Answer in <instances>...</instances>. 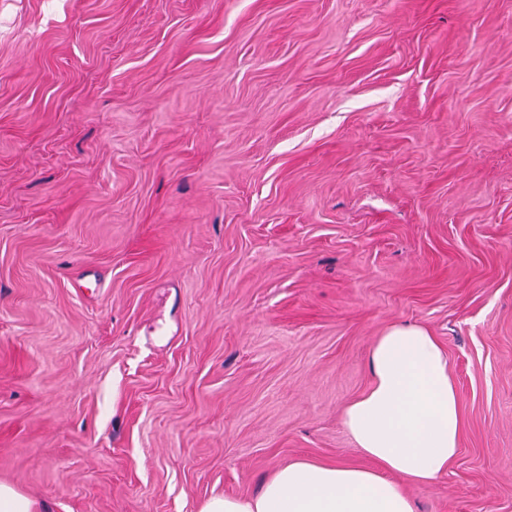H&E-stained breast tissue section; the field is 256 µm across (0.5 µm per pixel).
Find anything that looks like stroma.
I'll return each instance as SVG.
<instances>
[{
    "label": "stroma",
    "mask_w": 512,
    "mask_h": 512,
    "mask_svg": "<svg viewBox=\"0 0 512 512\" xmlns=\"http://www.w3.org/2000/svg\"><path fill=\"white\" fill-rule=\"evenodd\" d=\"M512 512V0H0V483L199 512L342 425L394 324Z\"/></svg>",
    "instance_id": "1"
}]
</instances>
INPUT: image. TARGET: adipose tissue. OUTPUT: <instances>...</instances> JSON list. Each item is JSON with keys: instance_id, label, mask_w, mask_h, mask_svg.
I'll list each match as a JSON object with an SVG mask.
<instances>
[{"instance_id": "1", "label": "adipose tissue", "mask_w": 512, "mask_h": 512, "mask_svg": "<svg viewBox=\"0 0 512 512\" xmlns=\"http://www.w3.org/2000/svg\"><path fill=\"white\" fill-rule=\"evenodd\" d=\"M369 390L344 410L343 426L376 468L295 461L251 497L213 496L199 512H415L404 483L426 486L459 451V393L435 336L395 324L369 354Z\"/></svg>"}]
</instances>
